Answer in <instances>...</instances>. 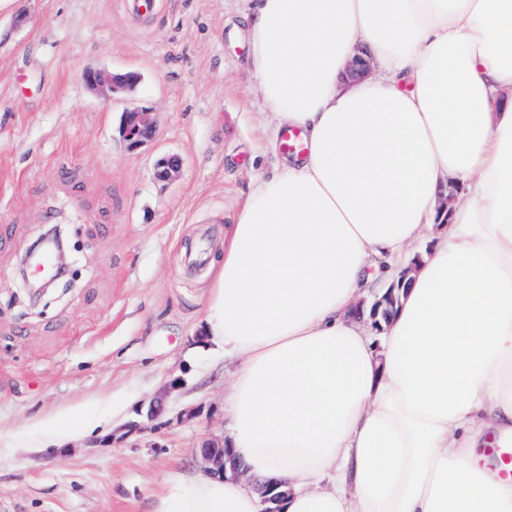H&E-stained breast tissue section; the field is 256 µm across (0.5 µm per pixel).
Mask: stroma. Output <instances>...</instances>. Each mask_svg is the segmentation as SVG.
Here are the masks:
<instances>
[{"label": "stroma", "mask_w": 512, "mask_h": 512, "mask_svg": "<svg viewBox=\"0 0 512 512\" xmlns=\"http://www.w3.org/2000/svg\"><path fill=\"white\" fill-rule=\"evenodd\" d=\"M250 0H11L0 8V424L47 431L76 404L112 396L110 428L165 397L155 432L76 438L51 448L0 442V512H150L174 471L201 467L203 437L224 433L234 365L203 343L207 292L184 248L219 238L253 175L279 157L255 129L270 118L251 74ZM139 75L105 101L85 69ZM158 130L127 151L123 112ZM180 158L177 179L156 160ZM79 248L75 286L30 307L16 279L51 224Z\"/></svg>", "instance_id": "stroma-1"}]
</instances>
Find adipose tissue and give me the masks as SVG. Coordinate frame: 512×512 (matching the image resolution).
I'll return each mask as SVG.
<instances>
[{
	"instance_id": "1",
	"label": "adipose tissue",
	"mask_w": 512,
	"mask_h": 512,
	"mask_svg": "<svg viewBox=\"0 0 512 512\" xmlns=\"http://www.w3.org/2000/svg\"><path fill=\"white\" fill-rule=\"evenodd\" d=\"M246 29L307 153L254 179L205 272L244 475L173 473L151 512H261L272 479L281 512H512V0H255ZM360 48L379 72L345 79ZM379 279L405 286L378 331ZM57 428L107 423L86 401Z\"/></svg>"
}]
</instances>
